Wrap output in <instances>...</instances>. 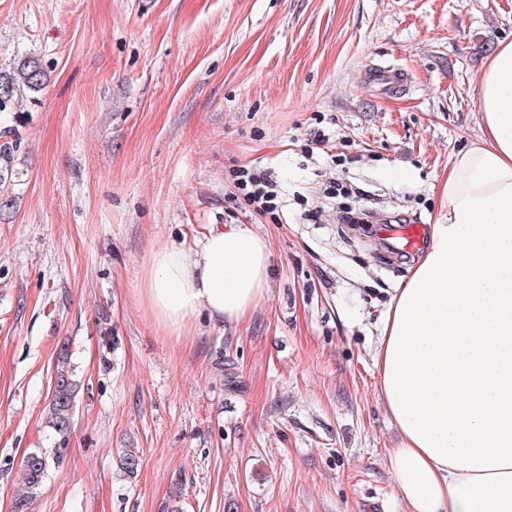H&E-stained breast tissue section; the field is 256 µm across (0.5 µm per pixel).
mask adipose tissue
Here are the masks:
<instances>
[{"label": "adipose tissue", "instance_id": "1", "mask_svg": "<svg viewBox=\"0 0 512 512\" xmlns=\"http://www.w3.org/2000/svg\"><path fill=\"white\" fill-rule=\"evenodd\" d=\"M476 92L481 138L449 160L429 243L394 288L373 354L402 436L389 465L406 512H512V40ZM271 276L267 240L220 225L153 252L137 301L180 338L202 315L244 321Z\"/></svg>", "mask_w": 512, "mask_h": 512}]
</instances>
